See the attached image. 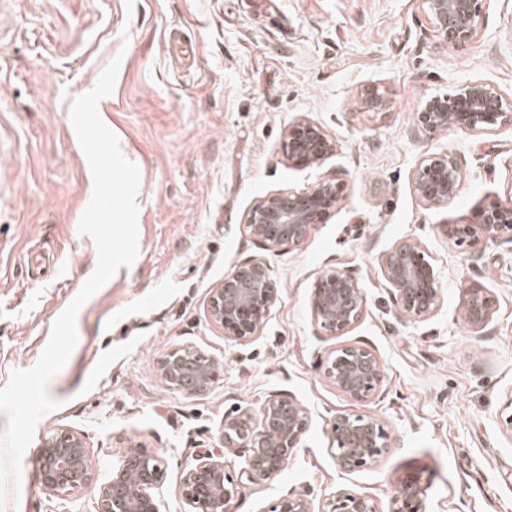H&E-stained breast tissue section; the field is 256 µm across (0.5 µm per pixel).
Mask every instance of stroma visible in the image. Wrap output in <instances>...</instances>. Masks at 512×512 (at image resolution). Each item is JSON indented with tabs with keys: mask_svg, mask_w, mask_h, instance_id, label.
Returning <instances> with one entry per match:
<instances>
[{
	"mask_svg": "<svg viewBox=\"0 0 512 512\" xmlns=\"http://www.w3.org/2000/svg\"><path fill=\"white\" fill-rule=\"evenodd\" d=\"M7 0L0 7V389L39 360L53 324L97 263L79 231L92 177L71 124L74 99L120 58L106 123L141 172L139 256L82 307L78 343L49 391L62 400L27 447L20 483L0 512H56L37 448L67 427L85 435L94 482L133 446L160 454L165 512H184L183 470L220 454L230 474L246 467L224 447V415L289 395L310 414L302 443L279 474L244 482L233 512H270L281 497L321 502L337 490L373 496L381 512L398 477L416 473L427 512H512V438L498 413L512 391V242L472 252L449 244L445 225L512 198V128L421 134L425 101L481 81L512 103V0H485L482 32L457 48L436 36L416 0ZM182 31L200 54L172 69L165 41ZM388 96L382 111L372 92ZM338 143L321 163L289 160L284 133L299 118ZM449 152L461 165L457 197L426 208L412 177ZM325 179L346 192L292 251L262 250L245 217L266 194ZM401 239L422 246L441 273L433 316L401 324L378 267ZM264 255L280 285L255 340L226 342L207 320L209 288L241 259ZM342 267L361 284L367 312L343 336L379 355L385 377L371 411L390 433L377 462L341 471L329 448L337 415L359 404L324 376L334 340L312 314L317 274ZM496 301L473 331L461 316L465 286ZM212 355L218 379L202 395L170 390L156 365L171 347Z\"/></svg>",
	"mask_w": 512,
	"mask_h": 512,
	"instance_id": "1",
	"label": "stroma"
}]
</instances>
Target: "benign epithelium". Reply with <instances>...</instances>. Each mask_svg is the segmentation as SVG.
Wrapping results in <instances>:
<instances>
[{"label":"benign epithelium","mask_w":512,"mask_h":512,"mask_svg":"<svg viewBox=\"0 0 512 512\" xmlns=\"http://www.w3.org/2000/svg\"><path fill=\"white\" fill-rule=\"evenodd\" d=\"M422 12L440 40L461 47L481 34L484 0H419ZM419 132L432 135L450 129L489 133L512 127V106L491 85L474 81L451 94L429 99L415 113ZM288 158L299 164H317L337 151V142L318 124L301 119L288 128ZM456 156L435 153L423 158L413 176L420 202L441 207L452 201L461 184ZM346 185L324 180L306 191L269 193L248 212L246 231L266 250L291 251L299 247L311 226L325 220L344 196ZM444 235L457 247L478 251L498 240L512 242V197L482 207L473 223L445 226ZM381 276L391 292L397 316L405 321H424L441 301L440 272L430 256L410 241H400L379 257ZM280 288L265 257L249 256L238 262L224 281L209 289V321L224 331V338L239 345L251 342ZM311 307L317 326L341 336L363 317L367 300L357 279L342 267H331L316 276ZM463 317L475 331L485 329L496 312L495 300L478 283L463 290ZM166 385L185 394L207 392L218 377L215 359L192 347H173L156 366ZM324 375L328 382L353 402H375L384 379L376 352L362 344L333 347ZM503 432L512 438V392L499 414ZM309 427V415L291 398L274 397L261 407L237 408L224 415L221 441L227 448L247 450V480L260 482L282 471L299 447ZM389 434L370 412L346 413L332 424L329 447L344 470L377 461L388 448ZM40 476L64 500L92 487L93 462L84 434L60 428L39 448ZM161 457L141 450L130 451L112 463L107 482L95 488L94 512H161L159 488L164 474ZM389 501L388 512H426L425 490L418 476L404 475ZM180 493L186 512H231L238 484L226 472L224 459L208 455L195 459L181 475ZM272 512H380L377 500L353 489H340L318 506L304 494L282 497Z\"/></svg>","instance_id":"benign-epithelium-1"}]
</instances>
